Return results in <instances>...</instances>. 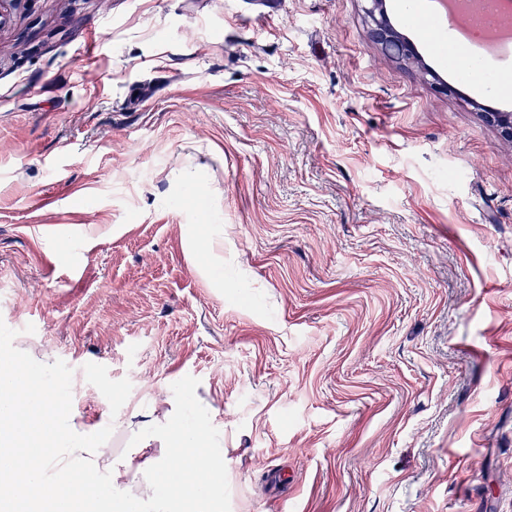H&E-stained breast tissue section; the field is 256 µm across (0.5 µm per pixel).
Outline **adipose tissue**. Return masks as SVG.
I'll list each match as a JSON object with an SVG mask.
<instances>
[{
    "label": "adipose tissue",
    "mask_w": 512,
    "mask_h": 512,
    "mask_svg": "<svg viewBox=\"0 0 512 512\" xmlns=\"http://www.w3.org/2000/svg\"><path fill=\"white\" fill-rule=\"evenodd\" d=\"M12 363L0 362V473L8 478L10 512H91L92 504L79 478L97 471L110 477L109 512H125L136 502L148 512H223L224 434L214 414L190 421L181 403L163 401L161 413L137 409L112 421L130 431L139 447L114 454L107 440L89 438L74 417L57 419L52 408L58 391L52 386L28 387ZM35 421L26 440L16 437L20 416ZM46 452V466L74 473L65 484L47 486L42 468L20 470L22 457Z\"/></svg>",
    "instance_id": "adipose-tissue-1"
}]
</instances>
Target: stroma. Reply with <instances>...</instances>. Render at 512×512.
I'll return each mask as SVG.
<instances>
[{
	"label": "stroma",
	"instance_id": "stroma-1",
	"mask_svg": "<svg viewBox=\"0 0 512 512\" xmlns=\"http://www.w3.org/2000/svg\"><path fill=\"white\" fill-rule=\"evenodd\" d=\"M385 8L417 59L364 0L0 27V357L89 426L217 413L224 512H512V95ZM368 3L365 14L371 25L374 39L386 50L399 57L412 59L418 55L417 49L410 41H403L390 24L384 9V0H364Z\"/></svg>",
	"mask_w": 512,
	"mask_h": 512
}]
</instances>
